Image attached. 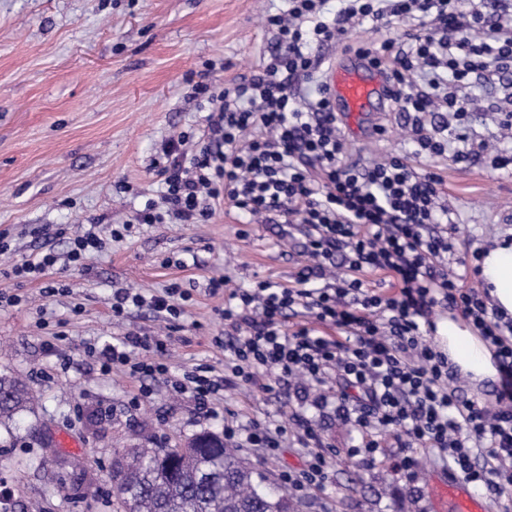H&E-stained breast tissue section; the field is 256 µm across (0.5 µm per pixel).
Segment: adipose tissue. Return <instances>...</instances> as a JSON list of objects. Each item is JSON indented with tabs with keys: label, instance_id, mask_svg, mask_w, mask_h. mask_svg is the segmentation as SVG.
<instances>
[{
	"label": "adipose tissue",
	"instance_id": "ef3b65f1",
	"mask_svg": "<svg viewBox=\"0 0 512 512\" xmlns=\"http://www.w3.org/2000/svg\"><path fill=\"white\" fill-rule=\"evenodd\" d=\"M480 276L499 313L512 317V241L501 239L482 256ZM435 340L449 364L479 383L494 378L492 354L481 337L453 319L435 323Z\"/></svg>",
	"mask_w": 512,
	"mask_h": 512
}]
</instances>
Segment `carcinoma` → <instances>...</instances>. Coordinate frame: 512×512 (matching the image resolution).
Segmentation results:
<instances>
[{"label":"carcinoma","mask_w":512,"mask_h":512,"mask_svg":"<svg viewBox=\"0 0 512 512\" xmlns=\"http://www.w3.org/2000/svg\"><path fill=\"white\" fill-rule=\"evenodd\" d=\"M17 376L0 373V427L32 408ZM112 491L123 512H287L288 496L244 467L215 433L201 432L171 448L139 445L115 450Z\"/></svg>","instance_id":"carcinoma-1"}]
</instances>
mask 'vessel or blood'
<instances>
[{"label":"vessel or blood","instance_id":"vessel-or-blood-1","mask_svg":"<svg viewBox=\"0 0 512 512\" xmlns=\"http://www.w3.org/2000/svg\"><path fill=\"white\" fill-rule=\"evenodd\" d=\"M326 83L334 107L345 117L354 118L387 107L386 73L366 56H357L352 66L329 67ZM440 493L454 501L457 512H484L482 503L469 494L458 476H449Z\"/></svg>","mask_w":512,"mask_h":512}]
</instances>
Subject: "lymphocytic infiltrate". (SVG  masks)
<instances>
[{
    "mask_svg": "<svg viewBox=\"0 0 512 512\" xmlns=\"http://www.w3.org/2000/svg\"><path fill=\"white\" fill-rule=\"evenodd\" d=\"M327 2L288 0L286 10L267 15L275 42L251 79L199 85L207 111L201 135L166 141L152 163L162 201L146 203L137 222L206 224L225 201L251 221L302 225L310 262L294 285L267 279L228 292L223 280H210V295L228 296L224 319L235 334L228 344L214 340L225 364L249 384L273 374L333 388L311 408H333L358 429L363 461L383 451L377 432L392 429L405 469L425 452L469 486L503 493L512 489V321L489 313L476 289L449 276L454 245L438 230L450 221L438 173L416 172L398 156L369 166L350 160L321 50L359 25L380 31L411 22V30L357 51L387 66L390 109L411 114L415 155L437 158L456 142L462 160L471 91L512 79V0H340L331 15ZM305 85L313 90L306 98ZM437 112L455 121L441 138L426 131ZM366 270L389 273L393 292L366 288ZM187 299L175 285L149 295L122 289L112 314L145 306L171 320ZM441 306L460 309L490 345L499 373L494 405L462 396L457 371L427 340ZM298 307L313 323L289 328ZM321 323L341 338L320 335ZM166 351V340L132 331L97 354L103 368L154 379L168 372ZM290 437L305 448L306 464L285 473L284 486L324 489L332 451L303 408L284 425L224 426L225 440L267 453Z\"/></svg>",
    "mask_w": 512,
    "mask_h": 512,
    "instance_id": "1",
    "label": "lymphocytic infiltrate"
}]
</instances>
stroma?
Listing matches in <instances>:
<instances>
[{"label": "stroma", "mask_w": 512, "mask_h": 512, "mask_svg": "<svg viewBox=\"0 0 512 512\" xmlns=\"http://www.w3.org/2000/svg\"><path fill=\"white\" fill-rule=\"evenodd\" d=\"M283 0H0V296H19L0 307V369L20 376L35 395L13 433L0 428V482L13 493L11 512H121L112 493L115 449L149 436L174 445L193 434L223 433L225 420L248 427L280 419L294 390L275 396L257 387L230 385L217 415L175 394L170 378L195 367L224 373V352L213 345L226 326L223 296L206 292L210 279L228 288L269 279L292 285L305 265L304 234L281 237L274 224H250L230 205L207 224H139L131 236L106 242L82 266L54 268L44 279L11 277L12 268L44 250L66 257L70 239L92 224H123L149 201L161 182L149 165L161 145L181 131L195 132L205 113L189 79L212 73L232 83L255 74L273 35L262 22ZM469 115V141L478 158L418 157L398 112H370L346 129L351 157L360 164L400 155L418 171L441 175L443 202L465 236L448 256L449 274L481 287L473 253L512 234V169H499L480 144L497 138L495 111L512 92L477 90ZM128 192H121V185ZM69 283V292L46 296V280ZM190 291L165 355L168 378L152 397L132 405L138 383L125 372H101L89 345L130 331L167 333L147 308L112 315L119 288L153 293L170 285ZM62 331L60 340L52 332ZM333 448L332 482L322 493H290L292 512H451L437 480L448 471L423 457L415 475L401 468L403 453L386 436L387 455L357 464L351 425L333 409L315 415ZM243 464L278 481L301 469L305 451L288 443L267 457L241 448ZM66 479L50 485L45 467Z\"/></svg>", "instance_id": "obj_1"}]
</instances>
